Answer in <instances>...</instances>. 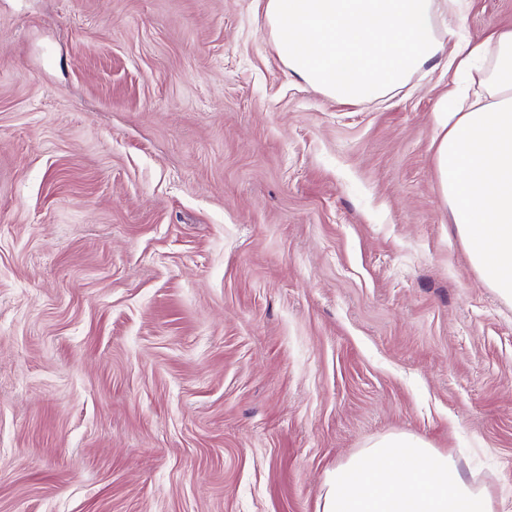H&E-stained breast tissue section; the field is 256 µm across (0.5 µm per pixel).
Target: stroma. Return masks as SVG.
<instances>
[{
    "instance_id": "obj_1",
    "label": "stroma",
    "mask_w": 512,
    "mask_h": 512,
    "mask_svg": "<svg viewBox=\"0 0 512 512\" xmlns=\"http://www.w3.org/2000/svg\"><path fill=\"white\" fill-rule=\"evenodd\" d=\"M512 0H468L474 39ZM428 64L288 75L259 0H0V512H317L391 433L512 512V304L448 222Z\"/></svg>"
}]
</instances>
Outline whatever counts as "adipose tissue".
I'll return each mask as SVG.
<instances>
[{
	"instance_id": "adipose-tissue-1",
	"label": "adipose tissue",
	"mask_w": 512,
	"mask_h": 512,
	"mask_svg": "<svg viewBox=\"0 0 512 512\" xmlns=\"http://www.w3.org/2000/svg\"><path fill=\"white\" fill-rule=\"evenodd\" d=\"M465 0H263L268 34L289 74L326 97L378 100L447 56L473 84L449 92L436 113V172L454 224L482 283L512 303V29L445 49L438 20ZM319 512H496L488 487L451 455L396 433L329 471Z\"/></svg>"
}]
</instances>
